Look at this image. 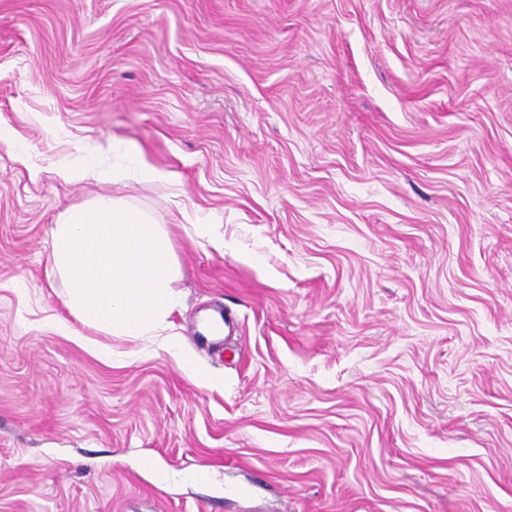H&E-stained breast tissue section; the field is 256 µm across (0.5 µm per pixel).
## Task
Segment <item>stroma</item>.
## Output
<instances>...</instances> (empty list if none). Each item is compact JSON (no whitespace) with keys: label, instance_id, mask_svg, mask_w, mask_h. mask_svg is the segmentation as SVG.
<instances>
[{"label":"stroma","instance_id":"35a3bbf8","mask_svg":"<svg viewBox=\"0 0 512 512\" xmlns=\"http://www.w3.org/2000/svg\"><path fill=\"white\" fill-rule=\"evenodd\" d=\"M1 126L0 512H512V0H0ZM102 196L178 349L47 275Z\"/></svg>","mask_w":512,"mask_h":512}]
</instances>
